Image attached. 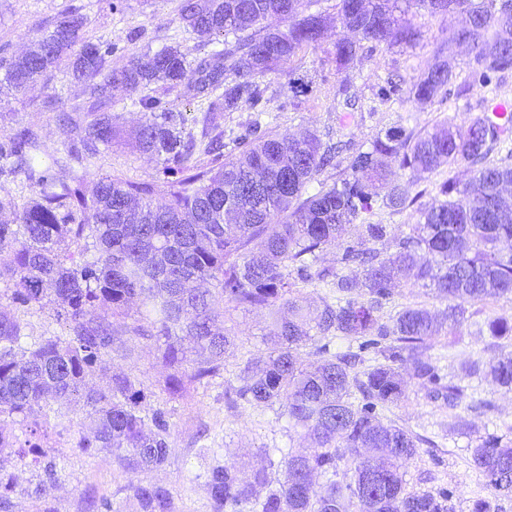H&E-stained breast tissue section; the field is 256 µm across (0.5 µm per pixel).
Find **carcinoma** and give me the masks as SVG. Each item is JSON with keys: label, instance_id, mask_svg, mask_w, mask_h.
Segmentation results:
<instances>
[{"label": "carcinoma", "instance_id": "cac0c4a2", "mask_svg": "<svg viewBox=\"0 0 512 512\" xmlns=\"http://www.w3.org/2000/svg\"><path fill=\"white\" fill-rule=\"evenodd\" d=\"M318 0H180L182 25L201 42L224 37V49L189 58L179 45L147 48L112 64L117 48L95 43L85 18L73 10L61 15L32 50L6 64L3 81L18 92L64 68L84 84L89 105L61 112L73 137L55 164L72 170L65 181L41 165L38 133L20 127L0 140V177L22 176L32 196L14 211L11 224L0 223V251L11 253L0 265V279L13 281L10 302L29 306L52 302L70 335L22 344L24 327L12 310H0V418L27 419L50 399L81 401L96 416L93 435L77 447L112 453L127 470H161L171 450L165 411L146 410L152 397L132 374L114 372L106 387L87 378L126 334L153 341L170 369L165 389L182 394L185 380L220 375L234 345L229 330L219 331L220 306L265 311L269 355L249 361L239 385L226 396L234 406L285 402L294 425L313 440L304 452L283 455L240 476L219 462L206 485L213 512H445L449 498L406 490L401 462L417 453L419 438L379 410L400 400L402 384L393 363L409 361L414 376L437 383L430 363L421 359L427 341L465 319L466 306L490 297L512 296V255L498 244L512 240V209L503 192L512 187V114L493 111L499 80L512 72V0H336V22L355 38L336 40V67L360 66L382 47L412 45L420 32L415 11L458 10L466 25L448 37V49L468 50L467 76L458 75L451 55L437 51L436 62L409 88L388 78L378 86L379 102L400 101L408 93L440 103L485 92L467 123L444 121L423 132L389 128L367 149L351 140L324 143L309 133L295 138L272 133L259 123L238 136L239 154L224 158L221 113L247 107L260 111L266 88L261 79L287 64L303 47L321 41ZM189 82L195 99L209 102L204 117L205 147L186 136L184 116L165 107L151 86L171 89ZM138 96L144 117L131 145L162 161L169 179L161 184L105 176L92 194L83 175L100 153L122 139L112 112L113 91ZM213 155L212 164L193 161L197 150ZM346 161L332 183L318 176ZM398 159L410 172L405 183L390 178L384 158ZM469 164L471 178L444 181L442 200L426 206L414 186L443 164ZM318 188L309 192V186ZM416 207L413 233L400 237L382 215ZM85 241L74 254L69 243ZM395 242L398 251H385ZM339 246L338 266L319 265L320 252ZM351 267L363 279L344 273ZM401 280L433 288L448 300L439 314L405 305L383 315L392 287ZM322 283L336 299H322L313 315L291 297L298 283ZM140 318L120 326L112 318L130 305ZM479 333L512 336V321L495 318ZM344 336L373 350L380 360L359 374L358 355L333 353L327 339ZM316 344V360L305 364L299 349ZM498 384L512 390V357L489 364ZM448 411L461 403L454 385L434 389ZM472 462L491 496L473 501V512H495L493 499L512 495V442L495 436L478 440ZM278 466L282 478H271ZM326 477L321 492L312 476ZM17 488L12 474L0 475V509H9ZM266 489L257 497V489ZM140 512H171L172 493L159 484H129Z\"/></svg>", "mask_w": 512, "mask_h": 512}]
</instances>
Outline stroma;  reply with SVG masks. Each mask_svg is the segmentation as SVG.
Returning a JSON list of instances; mask_svg holds the SVG:
<instances>
[{"mask_svg":"<svg viewBox=\"0 0 512 512\" xmlns=\"http://www.w3.org/2000/svg\"><path fill=\"white\" fill-rule=\"evenodd\" d=\"M179 0H0V60L24 54L38 39L41 29L51 27L64 11L77 10L87 19L92 40L112 43L118 49L114 63L144 45H181L192 56L203 57L212 45L198 43L185 33L177 15ZM336 0H321L325 17L321 42L298 51L285 70L269 73L264 110L255 113L242 108L224 115L222 128L225 142H232L253 119H260L264 129L296 137L313 132L322 141L352 139L355 144L370 142L389 127L429 129L444 116L467 118L464 106L424 102L407 98L401 102L381 104L374 93L388 73L405 78L427 70L435 61V52L449 33L466 21L457 11L429 15L419 12L414 18L423 32L415 50L394 46L377 52L366 61L359 76L340 92L341 74L331 54L343 31L336 25ZM58 97L57 111L86 102L83 84L66 71L39 79L25 92L17 93L0 86V137L18 127L33 126L41 133L40 158L51 162L70 135L61 125L57 111L45 108L49 97ZM351 113L347 127L336 124L341 113ZM102 176H116L133 181H162L160 163L137 152L128 142L102 149L85 177L83 188L91 190ZM15 314L26 326L31 339L65 336L68 325L57 318L53 306L20 307ZM230 327L235 347L224 360L222 376L207 382H190L182 396H169L163 389L167 369L151 341L127 337L123 349L108 357L102 371L92 381L104 386L105 376L122 370L137 376L153 396L151 407L167 412L171 423V452L167 465L158 471L122 470L111 453H82L76 446L81 436L90 435L95 417L88 407L55 401L36 410L34 418L41 426L38 442L56 465V480L44 479L42 466L22 458L16 449L0 448V470L14 474L18 488L9 512H87L90 500L106 502L109 512H138L129 483H158L172 492V512H212L206 490V475L214 460L237 466L249 474L260 465L262 449L279 448L297 452L307 447L301 429L295 428L282 404L228 407L224 392L237 385V374L251 359L267 356L263 342L270 319L264 312L230 311ZM512 354V338L471 335L468 326L433 337L423 358L434 366L438 383L415 378L409 364H397L404 382L403 397L382 410L384 420L393 421L420 439L417 454L401 466L408 491L434 495L452 491L448 512H471L476 497L484 495L483 476L471 462V449L479 437L496 435L512 440V390L497 385L487 372L466 374V366ZM456 385L463 389L465 404L456 416H449L442 401L434 399V385ZM482 400L486 409L468 410L469 402ZM217 456H209V449Z\"/></svg>","mask_w":512,"mask_h":512,"instance_id":"1","label":"stroma"}]
</instances>
